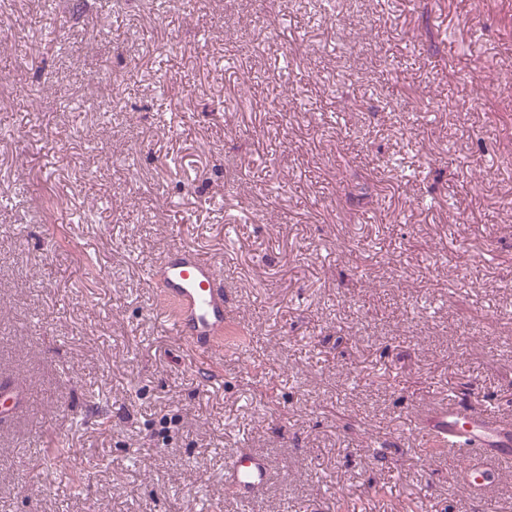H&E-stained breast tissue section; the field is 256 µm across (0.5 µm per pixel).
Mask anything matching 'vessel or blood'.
<instances>
[{"mask_svg": "<svg viewBox=\"0 0 512 512\" xmlns=\"http://www.w3.org/2000/svg\"><path fill=\"white\" fill-rule=\"evenodd\" d=\"M220 263V258L182 247L163 256L148 275L171 309L170 330L208 361L223 355L226 313ZM415 426L423 440L463 455L455 478L475 496H483L497 484L503 463L512 460L511 416L451 398L423 410ZM270 479L267 461L256 454L240 455L227 465L225 480L241 496L257 491Z\"/></svg>", "mask_w": 512, "mask_h": 512, "instance_id": "obj_1", "label": "vessel or blood"}]
</instances>
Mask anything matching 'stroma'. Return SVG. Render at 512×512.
<instances>
[{
  "instance_id": "35a3bbf8",
  "label": "stroma",
  "mask_w": 512,
  "mask_h": 512,
  "mask_svg": "<svg viewBox=\"0 0 512 512\" xmlns=\"http://www.w3.org/2000/svg\"><path fill=\"white\" fill-rule=\"evenodd\" d=\"M1 59L0 512H473L412 428L512 413V0H5ZM179 246L224 258L217 377L147 277ZM267 461L256 454L246 453L228 462L225 482L240 496H246L265 486L271 479Z\"/></svg>"
}]
</instances>
